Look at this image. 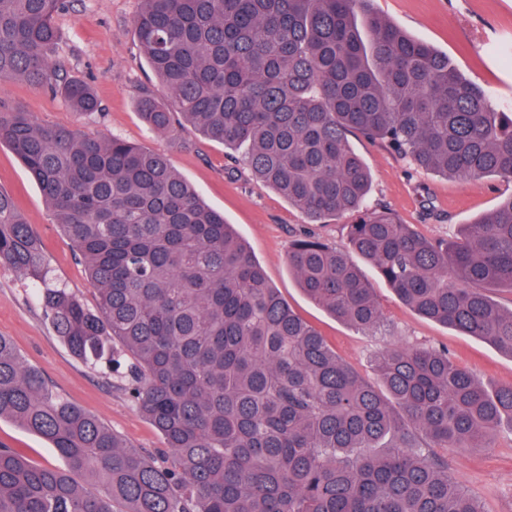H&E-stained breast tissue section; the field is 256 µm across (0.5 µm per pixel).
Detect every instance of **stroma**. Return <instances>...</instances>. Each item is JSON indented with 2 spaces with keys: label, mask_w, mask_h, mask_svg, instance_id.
<instances>
[{
  "label": "stroma",
  "mask_w": 512,
  "mask_h": 512,
  "mask_svg": "<svg viewBox=\"0 0 512 512\" xmlns=\"http://www.w3.org/2000/svg\"><path fill=\"white\" fill-rule=\"evenodd\" d=\"M371 7L391 24L447 54L466 78L512 102V57L506 54L512 46V0H372ZM139 8L140 0H71L69 10L55 18L62 37L59 58L70 76L91 85L102 105L100 115H79L62 98L17 80L0 82V107L166 153L200 197L234 225L294 311L362 376L373 378L371 358L385 347H445L484 385L512 383V355L418 316L367 262L359 267L383 310L379 328L361 331L340 322L302 292L288 267L296 234L306 230L324 242L341 245L346 241V219L306 224L297 209L245 165L230 168L227 149L205 139L191 125L168 133L146 129L138 101L142 88L155 86L156 80L135 35ZM350 142L371 171V204L390 210L429 239L453 237L460 225L512 193V183L497 178L465 181L436 175L382 142L355 136ZM0 188L13 196L41 238L53 280L94 305L95 291L84 267L53 224L39 188L5 144L0 145ZM0 335L14 342L25 364L38 370L49 386L96 415L127 445L151 456L162 448L159 433L135 410L122 380L106 366L75 357L45 318L29 280L7 267H0ZM0 443L22 449L39 464L62 463L46 440L6 418L0 420ZM448 465L450 475L477 495L489 512H512V426H499L489 447L449 451Z\"/></svg>",
  "instance_id": "35a3bbf8"
}]
</instances>
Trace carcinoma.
<instances>
[{
	"instance_id": "carcinoma-1",
	"label": "carcinoma",
	"mask_w": 512,
	"mask_h": 512,
	"mask_svg": "<svg viewBox=\"0 0 512 512\" xmlns=\"http://www.w3.org/2000/svg\"><path fill=\"white\" fill-rule=\"evenodd\" d=\"M135 33L168 94L142 90L156 133L184 120L241 153L309 223L351 217L348 245L308 233L288 253L305 294L357 329L383 321L359 268L419 316L512 355V194L429 240L368 205L348 135L432 173L512 182V104L467 80L370 0H140ZM70 0H0V79L87 116L55 17ZM22 161L95 287L90 307L50 282L39 238L0 189V267L32 281L70 351L129 378L166 445L155 463L56 394L0 335V419L48 441L61 466L0 445V512H487L448 475L450 448L512 424V385L485 386L445 348H389L360 376L274 288L224 215L164 153L0 110ZM102 482L108 495L77 481Z\"/></svg>"
}]
</instances>
